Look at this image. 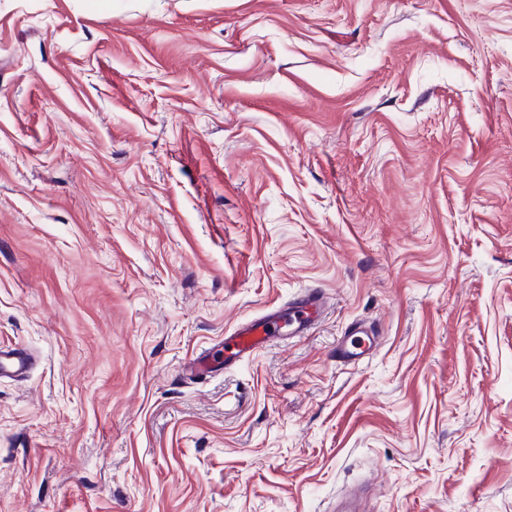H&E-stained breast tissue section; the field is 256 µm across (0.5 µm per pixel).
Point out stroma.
I'll list each match as a JSON object with an SVG mask.
<instances>
[{
  "instance_id": "stroma-1",
  "label": "stroma",
  "mask_w": 512,
  "mask_h": 512,
  "mask_svg": "<svg viewBox=\"0 0 512 512\" xmlns=\"http://www.w3.org/2000/svg\"><path fill=\"white\" fill-rule=\"evenodd\" d=\"M13 346L0 512H512V0H0ZM330 306L324 292L309 289L288 304L287 309L274 310L264 317L244 323L224 338V369L236 365L274 340L300 336ZM288 327V336L282 329ZM379 343V333L372 325L353 322L336 343L333 353L336 364L361 363L376 353ZM32 359L31 353L21 347L7 351L0 349V373L11 370L14 374H21L29 367Z\"/></svg>"
}]
</instances>
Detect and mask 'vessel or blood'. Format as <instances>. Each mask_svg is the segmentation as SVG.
I'll use <instances>...</instances> for the list:
<instances>
[{
	"instance_id": "1",
	"label": "vessel or blood",
	"mask_w": 512,
	"mask_h": 512,
	"mask_svg": "<svg viewBox=\"0 0 512 512\" xmlns=\"http://www.w3.org/2000/svg\"><path fill=\"white\" fill-rule=\"evenodd\" d=\"M330 299L324 292L311 289L290 303L264 317L244 323L224 339V364L231 367L272 341L284 336H298L325 312ZM380 343L378 331L370 324L356 321L350 324L337 341L334 356L337 363L356 364L373 356ZM32 362V355L24 348L0 349V373L20 374Z\"/></svg>"
}]
</instances>
